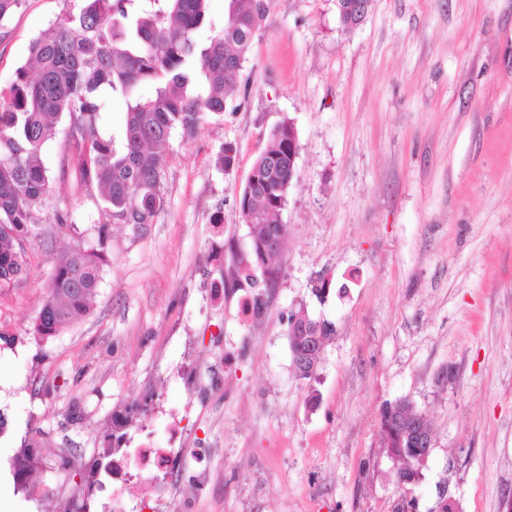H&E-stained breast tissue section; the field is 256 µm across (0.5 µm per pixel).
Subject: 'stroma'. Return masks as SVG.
Listing matches in <instances>:
<instances>
[{"label": "stroma", "instance_id": "obj_1", "mask_svg": "<svg viewBox=\"0 0 512 512\" xmlns=\"http://www.w3.org/2000/svg\"><path fill=\"white\" fill-rule=\"evenodd\" d=\"M82 0H21L0 22V87L31 42ZM297 177L287 227L245 325L250 288L230 282L252 225L237 199L283 120ZM237 156L221 170L226 144ZM56 132L53 188L25 246L27 273L0 288V512H75L116 412L151 393L126 447L170 448L193 504L124 488L127 512H506L512 500V0H373L342 29L336 0H271L223 115L172 135L153 223L108 225V262L88 313L57 336L30 328L76 232L97 242L104 205ZM72 222L59 226L57 217ZM106 224V223H105ZM328 282L316 297L317 278ZM331 322L315 379L294 375L288 316ZM236 358L230 389L218 360ZM202 376L195 388L183 380ZM450 382H442L443 373ZM431 421L418 481L399 484L382 446L385 404ZM41 464L15 492L9 460Z\"/></svg>", "mask_w": 512, "mask_h": 512}]
</instances>
